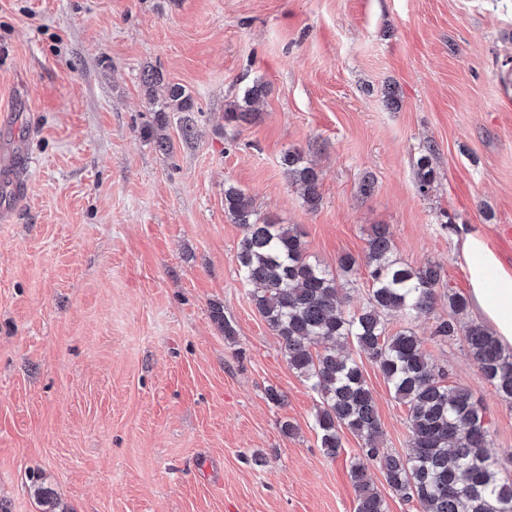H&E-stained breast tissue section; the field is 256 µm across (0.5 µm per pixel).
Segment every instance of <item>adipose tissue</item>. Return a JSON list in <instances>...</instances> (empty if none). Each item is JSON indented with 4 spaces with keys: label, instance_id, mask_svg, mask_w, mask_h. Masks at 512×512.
Returning a JSON list of instances; mask_svg holds the SVG:
<instances>
[{
    "label": "adipose tissue",
    "instance_id": "1",
    "mask_svg": "<svg viewBox=\"0 0 512 512\" xmlns=\"http://www.w3.org/2000/svg\"><path fill=\"white\" fill-rule=\"evenodd\" d=\"M471 299L500 345L512 349V273L504 270L482 238L462 242Z\"/></svg>",
    "mask_w": 512,
    "mask_h": 512
}]
</instances>
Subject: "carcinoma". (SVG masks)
<instances>
[{
    "instance_id": "obj_1",
    "label": "carcinoma",
    "mask_w": 512,
    "mask_h": 512,
    "mask_svg": "<svg viewBox=\"0 0 512 512\" xmlns=\"http://www.w3.org/2000/svg\"><path fill=\"white\" fill-rule=\"evenodd\" d=\"M144 82L159 87L163 76L153 71L144 75ZM165 89L162 107L191 110L183 87ZM264 96L265 86L258 82L246 88L226 105L225 123L248 121ZM424 151L416 171L423 195L435 181L428 157L432 145ZM282 165L288 181L300 187L304 203L317 209L321 195L315 165L297 149L284 154ZM224 212L244 230L237 252L239 274L251 286L256 309L279 338L289 368L318 395L314 426L320 448L336 457L344 429L363 441L361 454L350 465L355 512H387L385 498L369 477L374 462L387 486L417 502L419 512H512V480L502 477L488 451L484 407L469 389L448 385L446 373L429 361L411 328L391 333L382 317L385 311L409 321L428 316L438 298V268L398 261L387 228L377 225L365 255L372 281L368 303L347 311L342 308L341 278L353 272V257H339L334 269L311 260L296 227L260 219L252 199L232 184L224 188ZM448 306L453 317L439 322L434 335H463L473 363L496 395L512 405V351H504L486 326L459 320L467 312L466 297L450 294ZM353 347L378 366L393 398L408 407L410 440L402 454L380 448L383 430L375 398Z\"/></svg>"
}]
</instances>
